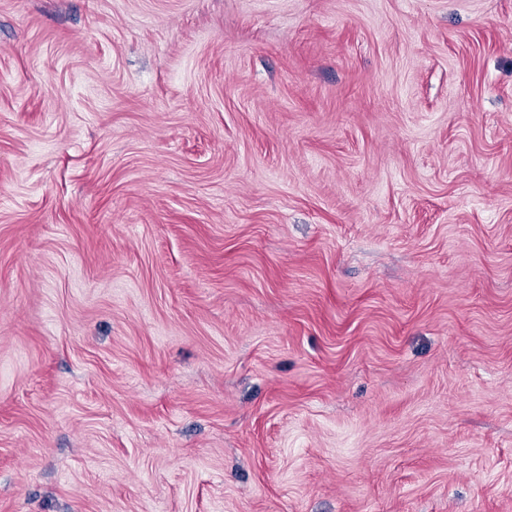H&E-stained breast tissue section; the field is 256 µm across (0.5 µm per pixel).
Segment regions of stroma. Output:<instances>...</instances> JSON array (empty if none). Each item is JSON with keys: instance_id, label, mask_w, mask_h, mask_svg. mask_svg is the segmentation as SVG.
I'll return each mask as SVG.
<instances>
[{"instance_id": "obj_1", "label": "stroma", "mask_w": 512, "mask_h": 512, "mask_svg": "<svg viewBox=\"0 0 512 512\" xmlns=\"http://www.w3.org/2000/svg\"><path fill=\"white\" fill-rule=\"evenodd\" d=\"M0 512H512V0H0Z\"/></svg>"}]
</instances>
